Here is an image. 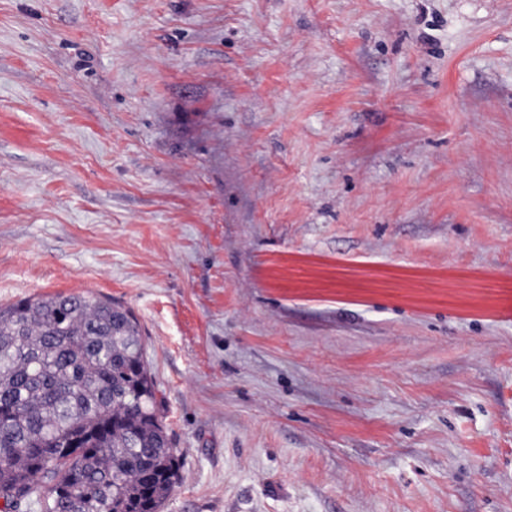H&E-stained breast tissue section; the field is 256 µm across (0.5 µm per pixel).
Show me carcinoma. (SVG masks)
<instances>
[{"mask_svg":"<svg viewBox=\"0 0 512 512\" xmlns=\"http://www.w3.org/2000/svg\"><path fill=\"white\" fill-rule=\"evenodd\" d=\"M134 313L69 294L0 306V500L161 512L179 483Z\"/></svg>","mask_w":512,"mask_h":512,"instance_id":"carcinoma-1","label":"carcinoma"}]
</instances>
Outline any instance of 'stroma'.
<instances>
[{
	"mask_svg": "<svg viewBox=\"0 0 512 512\" xmlns=\"http://www.w3.org/2000/svg\"><path fill=\"white\" fill-rule=\"evenodd\" d=\"M78 293L162 512H512V0H0V305Z\"/></svg>",
	"mask_w": 512,
	"mask_h": 512,
	"instance_id": "35a3bbf8",
	"label": "stroma"
}]
</instances>
